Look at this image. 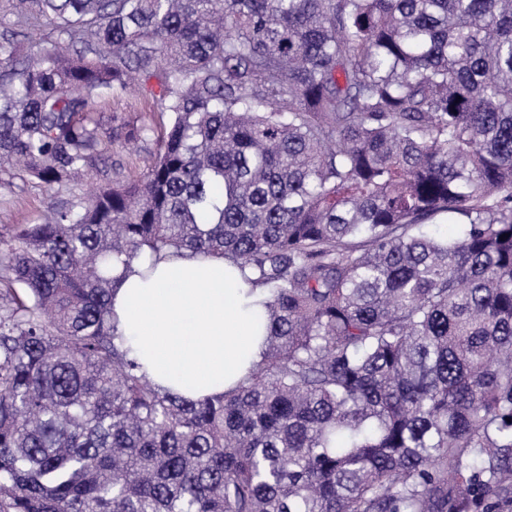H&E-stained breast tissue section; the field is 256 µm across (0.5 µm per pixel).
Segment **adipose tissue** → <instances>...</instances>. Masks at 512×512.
<instances>
[{"label":"adipose tissue","instance_id":"ef3b65f1","mask_svg":"<svg viewBox=\"0 0 512 512\" xmlns=\"http://www.w3.org/2000/svg\"><path fill=\"white\" fill-rule=\"evenodd\" d=\"M249 270L185 250L134 261L112 294V324L152 383L197 400L238 386L265 350L267 296Z\"/></svg>","mask_w":512,"mask_h":512}]
</instances>
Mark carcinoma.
I'll use <instances>...</instances> for the list:
<instances>
[{"label": "carcinoma", "instance_id": "cac0c4a2", "mask_svg": "<svg viewBox=\"0 0 512 512\" xmlns=\"http://www.w3.org/2000/svg\"><path fill=\"white\" fill-rule=\"evenodd\" d=\"M131 88L167 123L104 127ZM117 141L145 173L74 193ZM3 173L46 202L0 236V512H512V0H0ZM172 249L266 290L234 391L114 333Z\"/></svg>", "mask_w": 512, "mask_h": 512}]
</instances>
